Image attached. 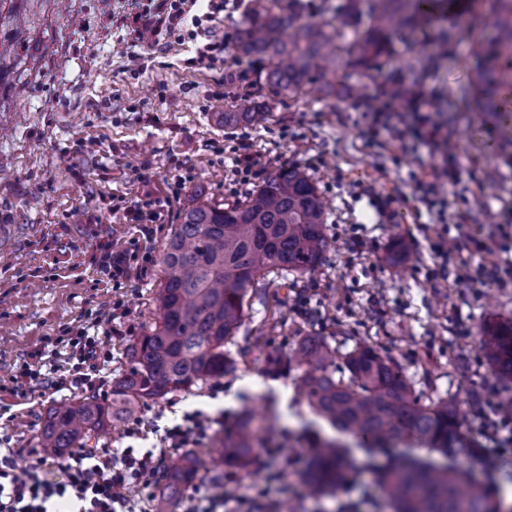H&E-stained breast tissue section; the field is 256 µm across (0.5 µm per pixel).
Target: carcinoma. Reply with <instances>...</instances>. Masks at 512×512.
<instances>
[{
  "instance_id": "obj_1",
  "label": "carcinoma",
  "mask_w": 512,
  "mask_h": 512,
  "mask_svg": "<svg viewBox=\"0 0 512 512\" xmlns=\"http://www.w3.org/2000/svg\"><path fill=\"white\" fill-rule=\"evenodd\" d=\"M495 4L496 37L477 47L473 90L477 106L493 114L500 137L512 144V0ZM447 11V0H347L330 19L317 21L255 0L235 50L249 59L269 58L271 90L294 93L313 73L347 65L370 70L387 54L393 35L434 26ZM364 17L366 29L342 42ZM475 23L440 30L438 46L463 40ZM267 115L250 96L240 97L234 111L219 113L226 127L258 125ZM324 227L318 188L294 164L275 169L242 203L188 204L162 258L158 323L128 349V367L112 379L110 401L90 396L50 410L44 448L55 455L80 448L85 438L133 417L145 403L232 370L236 360L225 345L242 324L246 298L266 273L315 271L328 248ZM479 349L495 375L512 384V323L486 328ZM294 364L302 369L297 389L314 415L295 439L311 448L306 482L313 497L369 472L389 512H512L502 494L488 490V461L462 431L456 407L423 400L385 351L359 345L344 356L347 378H338L336 350L320 336H303L288 354L270 355L266 370L275 377ZM277 426L273 412L258 421L242 409L221 441L224 467L252 466L258 449L268 447L259 428ZM198 470L195 455L181 457L164 475L165 499L176 500Z\"/></svg>"
}]
</instances>
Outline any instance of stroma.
<instances>
[{"instance_id": "35a3bbf8", "label": "stroma", "mask_w": 512, "mask_h": 512, "mask_svg": "<svg viewBox=\"0 0 512 512\" xmlns=\"http://www.w3.org/2000/svg\"><path fill=\"white\" fill-rule=\"evenodd\" d=\"M128 12L127 0H0V46L9 50L0 57V225L13 227L0 236V436L21 451L18 475L46 454L40 432L51 408L89 395L111 398L129 346L158 320L162 254L183 207L197 197L224 205L252 194L232 174L233 150L244 138L267 171L306 169L327 204L328 249L313 273H272L259 283L227 345L243 356L235 371L149 402L140 419L161 429L202 409L223 412L230 428L242 406L263 408L270 396L282 426L297 427L311 416L296 394L301 371L270 378L268 355L307 335L325 337L343 354L366 342L388 351L416 392L458 406L464 431L494 465L493 481L512 499V422L495 408L505 385L477 348L482 328L512 322V146L488 147L476 131L491 126V117L461 95L478 43L494 31V0H465L461 16L481 21L443 55L429 33L414 32L394 42L369 76L337 70V93L328 98L309 85L272 93L268 60L239 58L231 47L223 64L192 68L155 50L148 70L131 75L117 52ZM396 80L428 103L444 145L405 153L388 132L375 144L366 139L375 119L368 102ZM239 91L260 96L269 120L225 127L219 115ZM448 166L457 179L439 184L449 203L441 218L419 202L413 178ZM178 180L185 189L150 237L112 210L113 198L132 203L147 189L159 196ZM447 222L464 227L449 262L437 253ZM497 224L505 238L479 256L477 240ZM397 237L409 252L396 266L387 255ZM140 239L148 258L127 279L101 273V245L120 253ZM482 258L500 268L499 284L459 279V267ZM118 299L128 311L122 319L110 309ZM81 319L97 321L106 355L95 387L13 392L16 367L55 349ZM475 391L486 404L481 420ZM195 453L207 463L200 479L223 476L227 512H249L259 489L267 500L290 501L294 512H341L372 483L360 477L317 502L301 478L307 454L261 453L256 474L247 475L214 462L212 445Z\"/></svg>"}]
</instances>
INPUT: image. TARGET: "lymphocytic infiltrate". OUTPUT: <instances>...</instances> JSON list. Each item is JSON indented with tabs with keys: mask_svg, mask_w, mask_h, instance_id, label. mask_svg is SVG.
<instances>
[{
	"mask_svg": "<svg viewBox=\"0 0 512 512\" xmlns=\"http://www.w3.org/2000/svg\"><path fill=\"white\" fill-rule=\"evenodd\" d=\"M242 0H160L158 7L142 6L131 0L133 27L125 54L131 71L146 70L142 48L163 52L192 48L191 64L210 65L223 62L226 41L217 39L211 24L221 13L241 7ZM377 116L399 119L403 126L397 138L400 147L412 151L416 145H435L442 139V129L430 116L395 113L391 102H380ZM102 351L98 324L81 320L70 326L64 351L37 352L32 360L17 366L10 381L17 393L34 387L52 388L57 384L54 363L64 359L70 386L93 387ZM214 417L200 411L185 413L181 423L164 428L157 450L135 456L133 448H73L66 455L40 459L26 478L16 474L19 452L0 451V512H135L126 491L129 486L152 487L159 467L173 451L193 447L211 439ZM60 473L48 480L47 469Z\"/></svg>",
	"mask_w": 512,
	"mask_h": 512,
	"instance_id": "obj_1",
	"label": "lymphocytic infiltrate"
}]
</instances>
